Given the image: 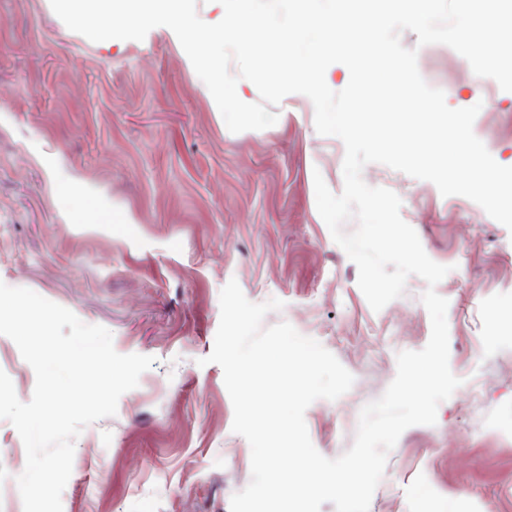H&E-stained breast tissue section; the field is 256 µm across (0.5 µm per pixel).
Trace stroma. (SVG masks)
<instances>
[{
    "instance_id": "obj_1",
    "label": "stroma",
    "mask_w": 512,
    "mask_h": 512,
    "mask_svg": "<svg viewBox=\"0 0 512 512\" xmlns=\"http://www.w3.org/2000/svg\"><path fill=\"white\" fill-rule=\"evenodd\" d=\"M401 41L449 107L480 105L475 135L512 166V92L448 46H418L410 31ZM285 103L274 126L231 133L166 27L93 42L50 0H0V282L106 327L118 353L155 359L116 415L76 439L63 512H230L251 450L232 430L223 370L207 360L229 280L252 302L282 300L264 326L289 322L353 375L346 394L305 413L328 458L351 447L397 353L428 343L421 278L370 308L316 207L314 172L343 190L344 144L317 133L305 95ZM363 178L400 196L427 255L451 268L436 291L462 380L436 425L403 432L369 512H512V326L493 325L512 311V233L471 200L385 165ZM0 370L29 401L35 373L4 335ZM0 452L11 458L0 512H23L25 448L3 419Z\"/></svg>"
}]
</instances>
